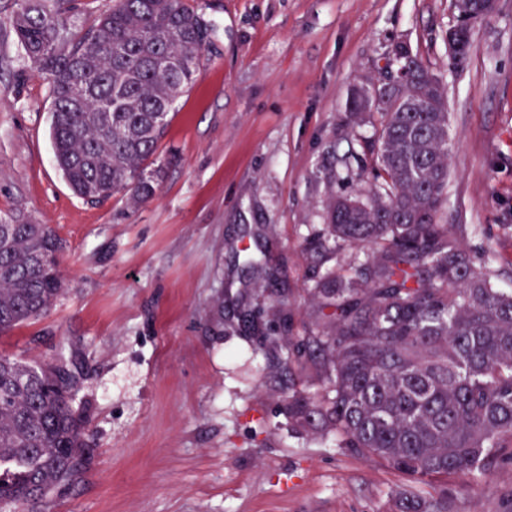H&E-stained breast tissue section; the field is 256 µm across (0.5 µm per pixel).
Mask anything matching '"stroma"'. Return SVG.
Instances as JSON below:
<instances>
[{"mask_svg":"<svg viewBox=\"0 0 512 512\" xmlns=\"http://www.w3.org/2000/svg\"><path fill=\"white\" fill-rule=\"evenodd\" d=\"M194 6L216 33L171 111L156 194L133 206L88 203L66 183L50 85L13 31L17 0H0V222L50 225L69 283L46 315L0 335V354L74 362L89 419L88 463L48 510L385 512L403 477L335 437L292 435L264 339L306 317L302 293L325 268L305 241L324 228L328 194L368 187L374 125L350 116L348 98L399 42L447 88L441 221L467 229L512 288V0L475 26L461 70L448 66L455 0ZM451 510L512 512V467Z\"/></svg>","mask_w":512,"mask_h":512,"instance_id":"1","label":"stroma"}]
</instances>
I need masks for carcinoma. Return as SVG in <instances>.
Instances as JSON below:
<instances>
[{"instance_id":"cac0c4a2","label":"carcinoma","mask_w":512,"mask_h":512,"mask_svg":"<svg viewBox=\"0 0 512 512\" xmlns=\"http://www.w3.org/2000/svg\"><path fill=\"white\" fill-rule=\"evenodd\" d=\"M71 0H20L12 18L51 89L56 164L89 202L140 204L155 192L154 156L176 99L201 65L214 25L186 0H116L72 33ZM467 62L476 7L456 3ZM413 79L353 92L348 111L379 116L364 152L370 188L326 204L307 239L321 261L349 251L308 289L311 324L270 339L291 430L332 434L410 483L393 512H448L492 470L512 465V288L439 214L451 144L441 79L397 43ZM60 243L47 224L0 223V334L46 314L65 291ZM79 376L62 359L0 355V512L44 503L87 463ZM444 483L427 499L417 485Z\"/></svg>"}]
</instances>
